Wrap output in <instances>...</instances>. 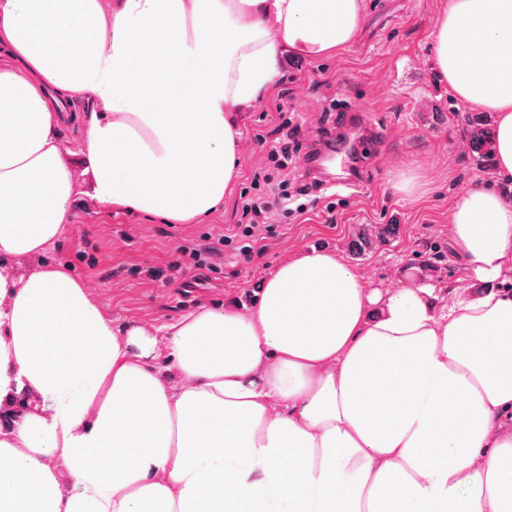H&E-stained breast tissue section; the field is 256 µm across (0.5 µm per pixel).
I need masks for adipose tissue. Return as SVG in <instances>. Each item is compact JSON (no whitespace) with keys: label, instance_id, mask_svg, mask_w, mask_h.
I'll use <instances>...</instances> for the list:
<instances>
[{"label":"adipose tissue","instance_id":"obj_1","mask_svg":"<svg viewBox=\"0 0 512 512\" xmlns=\"http://www.w3.org/2000/svg\"><path fill=\"white\" fill-rule=\"evenodd\" d=\"M362 0H0V512H512V199L471 187L451 242L481 285L437 304L343 257L281 262L252 304L116 329L27 262L65 236L60 103L89 98L104 209L192 224L240 173L283 60L347 48ZM438 72L495 115L512 178V0H448Z\"/></svg>","mask_w":512,"mask_h":512}]
</instances>
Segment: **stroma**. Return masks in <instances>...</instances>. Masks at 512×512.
<instances>
[{
    "instance_id": "obj_1",
    "label": "stroma",
    "mask_w": 512,
    "mask_h": 512,
    "mask_svg": "<svg viewBox=\"0 0 512 512\" xmlns=\"http://www.w3.org/2000/svg\"><path fill=\"white\" fill-rule=\"evenodd\" d=\"M363 4L364 24L351 46L319 60L287 57L275 83L245 113L240 176L223 206L200 224H162L136 212L104 209L91 199L81 122L87 104L72 100L68 109L78 120L61 132L75 170L76 202L62 243L42 255L41 263L68 267L94 282V298L114 327L165 326L201 307L245 304L246 294H258L285 258L311 248L343 255L357 227L396 224L398 237L351 262L370 287L386 292L430 283L443 303L474 295L479 284L455 254H448L441 266L426 271L420 266L431 245L451 244L452 196L495 179L494 168L476 167L469 155L468 134L459 119L469 104L457 99L436 74L434 29L448 0ZM321 82L338 108L362 110L374 128L369 150L359 159V189L334 195L335 223H323L313 212L295 220L282 218L267 233L260 257L249 261L228 248L220 272L190 270L175 284L153 278V271L167 270L173 261L178 240L235 232L241 190L249 186L255 171L270 169L253 136L277 126L278 104L292 106L299 114L302 146L320 138L314 105ZM410 173L424 175L426 182L414 197L398 188L402 175Z\"/></svg>"
}]
</instances>
